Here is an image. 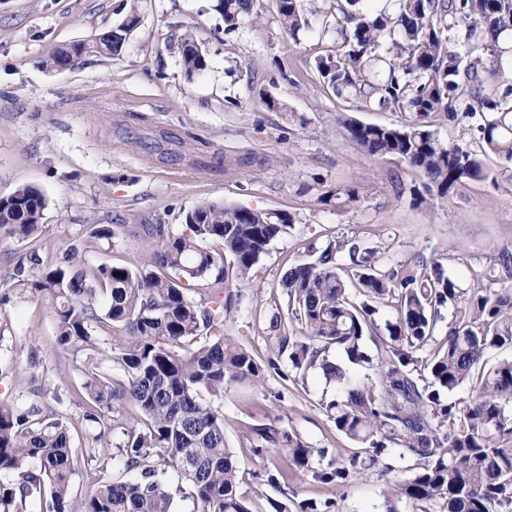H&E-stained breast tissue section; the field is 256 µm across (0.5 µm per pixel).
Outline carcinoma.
Returning a JSON list of instances; mask_svg holds the SVG:
<instances>
[{"mask_svg":"<svg viewBox=\"0 0 512 512\" xmlns=\"http://www.w3.org/2000/svg\"><path fill=\"white\" fill-rule=\"evenodd\" d=\"M256 0H215L214 11L232 33L257 21ZM281 33L296 39L320 22L319 37L331 46L313 67L337 97L363 106L408 114L400 125L339 119L370 158L393 155L421 171L418 203L445 198L485 177L480 155L512 165V0H274ZM131 6L121 21L93 44L56 51L50 67H65L87 53L118 56L139 28ZM186 76L207 68V53L192 31L176 45ZM476 119L479 150L442 141L430 118L458 119L461 104ZM47 207L30 185L0 196V239L34 242ZM287 213L202 202L185 215L187 231L140 224L147 243L138 264L89 266L80 239L63 261L36 249L22 254L0 283L49 306L58 348L84 358L83 378L69 400L82 417L63 420L51 402L17 409L0 403V512H65L72 498V432L92 424L94 446L85 449L89 473L113 447L132 480L99 479L80 503L81 512H251L239 493L238 463L224 435V413L202 397L237 385L261 386L265 369L240 344L224 338V322L240 297L213 290L234 277L252 287L251 271L270 243L291 227ZM313 259L291 266L281 287L288 323L271 338L272 350L288 353L299 373L319 370L336 386L321 407L337 431L358 448L336 467L311 470V448L273 426L252 428L259 448L282 445L288 466L306 469L324 483L343 487L373 470L389 447L414 461L411 475L389 487L416 512H512V359L484 368V355L512 348V245L498 248L481 278L497 290L461 288L443 266L422 261L385 270L375 250L336 236ZM41 268L36 278L26 269ZM207 297L187 295L192 285ZM381 307L393 318L379 324ZM448 334L435 339L443 311ZM120 325L126 336L111 344L98 331ZM374 350H365L366 343ZM345 353L350 366L332 355ZM123 370L115 381L104 368ZM473 387L469 399L440 401V392ZM127 411L111 415L112 403ZM121 441L111 442L114 435ZM178 474L175 486L159 467Z\"/></svg>","mask_w":512,"mask_h":512,"instance_id":"1","label":"carcinoma"}]
</instances>
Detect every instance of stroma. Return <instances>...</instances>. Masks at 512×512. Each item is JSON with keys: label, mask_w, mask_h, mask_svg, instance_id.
<instances>
[{"label": "stroma", "mask_w": 512, "mask_h": 512, "mask_svg": "<svg viewBox=\"0 0 512 512\" xmlns=\"http://www.w3.org/2000/svg\"><path fill=\"white\" fill-rule=\"evenodd\" d=\"M212 0H139L140 28L122 54L83 55L64 70L44 61L60 47L92 43L125 13L123 0H0V196L22 185L48 200L39 243L58 256L97 224L114 236L82 254L89 265L130 264L142 244L138 224L184 231L186 213L202 202L277 210L293 226L271 242L254 266L224 335L265 367L261 387L239 385L212 397L224 414V434L240 469V493L253 512L276 502L335 501V512H412L388 494L413 461L390 450L367 477L339 489L306 470L268 483L285 452L253 453L250 430L272 425L297 435L327 460L348 456L353 443L320 407L334 387L322 374L288 378V359L274 356L276 317L287 314L280 287L289 267L306 260L307 243L355 236L377 251L383 267L439 261L464 289L498 247L512 243V166L484 158L487 176L469 181L432 205H417L420 172L393 157H367L338 122L401 124L400 113L368 110L334 96L312 67L316 31L298 41L282 36L273 0H256L259 22L225 34ZM193 31L208 55L200 75L186 77L174 43ZM268 93L285 100L290 116L266 109ZM353 187L357 202L339 208L322 194ZM0 401L23 408L43 387L67 389L81 378V361L62 354L47 306L14 295L0 305Z\"/></svg>", "instance_id": "35a3bbf8"}]
</instances>
